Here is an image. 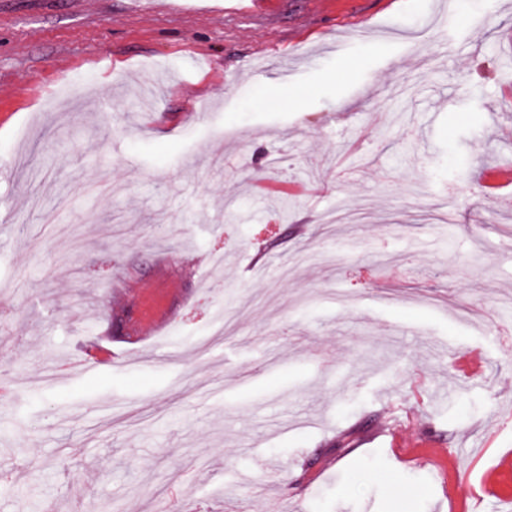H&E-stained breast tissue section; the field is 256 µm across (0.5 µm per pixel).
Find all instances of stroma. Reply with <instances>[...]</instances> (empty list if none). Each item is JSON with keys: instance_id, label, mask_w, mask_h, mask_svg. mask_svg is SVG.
Masks as SVG:
<instances>
[{"instance_id": "obj_1", "label": "stroma", "mask_w": 512, "mask_h": 512, "mask_svg": "<svg viewBox=\"0 0 512 512\" xmlns=\"http://www.w3.org/2000/svg\"><path fill=\"white\" fill-rule=\"evenodd\" d=\"M487 168L512 0H0V512H512Z\"/></svg>"}]
</instances>
